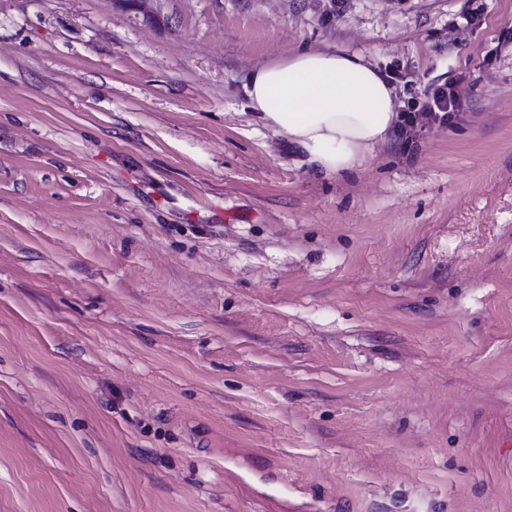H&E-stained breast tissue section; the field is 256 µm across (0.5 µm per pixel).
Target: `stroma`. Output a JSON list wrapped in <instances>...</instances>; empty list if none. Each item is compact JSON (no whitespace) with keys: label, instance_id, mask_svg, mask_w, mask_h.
Instances as JSON below:
<instances>
[{"label":"stroma","instance_id":"obj_1","mask_svg":"<svg viewBox=\"0 0 512 512\" xmlns=\"http://www.w3.org/2000/svg\"><path fill=\"white\" fill-rule=\"evenodd\" d=\"M336 47L453 119L316 171ZM0 512H512V0H0ZM249 107L326 174L361 168L396 127L395 91L364 55L303 50L252 70ZM423 105V115L442 122L449 121L457 112L456 101L442 88L434 90Z\"/></svg>","mask_w":512,"mask_h":512}]
</instances>
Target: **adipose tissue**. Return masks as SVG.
I'll use <instances>...</instances> for the list:
<instances>
[{"label": "adipose tissue", "instance_id": "obj_1", "mask_svg": "<svg viewBox=\"0 0 512 512\" xmlns=\"http://www.w3.org/2000/svg\"><path fill=\"white\" fill-rule=\"evenodd\" d=\"M244 90L258 118L328 174L361 168L398 122L393 86L364 55L342 48L258 67Z\"/></svg>", "mask_w": 512, "mask_h": 512}]
</instances>
